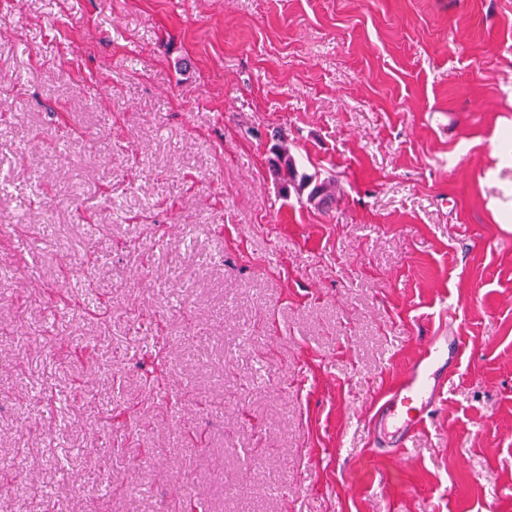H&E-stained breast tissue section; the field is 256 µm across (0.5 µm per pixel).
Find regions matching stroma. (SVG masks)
<instances>
[{
	"instance_id": "stroma-1",
	"label": "stroma",
	"mask_w": 512,
	"mask_h": 512,
	"mask_svg": "<svg viewBox=\"0 0 512 512\" xmlns=\"http://www.w3.org/2000/svg\"><path fill=\"white\" fill-rule=\"evenodd\" d=\"M509 125L512 0H0L9 512H512ZM446 304L463 365L374 454ZM272 174L286 196L290 194L291 189L300 195L301 190L310 187L314 182L306 199L309 204L322 207L333 203L336 199V180L334 178L318 180L315 175L305 173L299 175L296 160L286 147L280 148L276 153V159L272 162Z\"/></svg>"
}]
</instances>
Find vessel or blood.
Wrapping results in <instances>:
<instances>
[{
    "label": "vessel or blood",
    "instance_id": "obj_1",
    "mask_svg": "<svg viewBox=\"0 0 512 512\" xmlns=\"http://www.w3.org/2000/svg\"><path fill=\"white\" fill-rule=\"evenodd\" d=\"M465 350L459 316L449 310L447 326L425 337L417 357L373 410L383 451L395 453L407 447L436 407L448 374L461 367Z\"/></svg>",
    "mask_w": 512,
    "mask_h": 512
}]
</instances>
